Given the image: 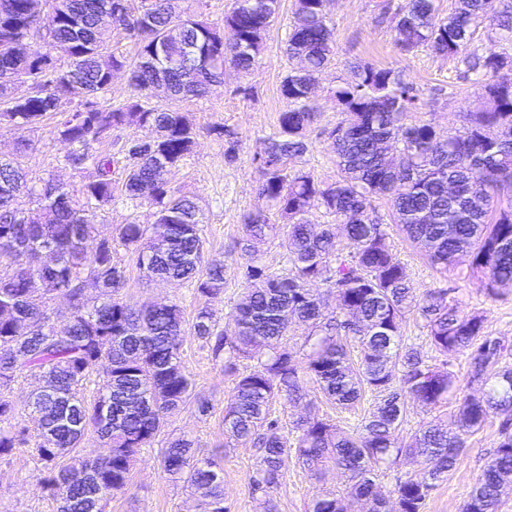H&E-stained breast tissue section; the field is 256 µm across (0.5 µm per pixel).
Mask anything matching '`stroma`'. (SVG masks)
I'll list each match as a JSON object with an SVG mask.
<instances>
[{
  "mask_svg": "<svg viewBox=\"0 0 512 512\" xmlns=\"http://www.w3.org/2000/svg\"><path fill=\"white\" fill-rule=\"evenodd\" d=\"M374 4L375 0H329L326 6L334 28L336 63L320 76L312 94L320 126L330 128L340 120L332 93L340 80L348 78L349 64L361 61L400 71L419 90L426 107L412 113V120L433 118L443 133L460 129L480 94L478 87L461 79L456 61L441 57L430 48L409 54L401 52L394 40L392 22L376 23ZM292 10L293 0H281L280 16L264 39L262 61L251 72L226 68L222 82L213 84L207 95L200 98L175 102L163 91L152 94L153 104L183 112L197 128L192 153L183 164L169 170L166 178L202 207L205 255L224 261V292L210 299L209 305L221 328L228 332L233 329L230 314L247 286L246 260L236 246L243 235V217L266 207L265 199L258 193L262 174L252 157L262 139L276 130L279 114L286 105L280 86L289 70L284 48ZM56 123V118L50 117L34 127L0 125V155L12 154L20 140L30 141V149L19 158L28 180L80 184L86 173L65 166L63 159L68 147L59 138ZM216 126L238 133L240 145L234 160L225 159L226 144L212 132ZM308 140L309 148L302 158L295 160V167L310 170L319 180L335 181L338 169L327 140L315 131L309 132ZM388 232L393 253L416 292L455 288L462 312L482 315L487 332L512 346V285L499 288L497 297H487L479 282L467 274L457 270L442 273L433 268L424 252L411 244L397 226H389ZM124 293L139 305L179 303L189 319L198 306L188 284L149 278L132 264L127 267ZM402 331L405 342L420 349L430 364L451 372L457 388L456 400L436 409L409 404L400 430L401 438L407 439L431 420L452 422L459 399L480 395L485 384L470 381L464 356L449 359L431 345L418 315H407ZM181 355L197 398L208 401L210 411L199 414L195 405L190 404L168 417L155 441V451L139 459L130 484L113 497L107 512H203L200 495L183 483L172 481L158 455L159 448L165 447L168 440L183 435L195 439L202 454L223 468L227 512H306L317 491L344 494L345 476L335 468H327L324 478L318 480L293 463L274 488L265 493L254 490L255 449L230 443L224 432V407L235 385V375L226 372L224 357L213 356L209 345L193 332L185 333ZM305 391L306 403L294 406L280 398L272 403L270 413L283 427H290L299 415L309 412L350 429L372 403L367 396L355 409L344 410L327 400L313 381H306ZM498 425V418H490L482 430L468 437L459 463L430 492L422 512H463L472 487L493 456ZM41 471V462L28 452L1 457L0 512H56L55 501L39 483Z\"/></svg>",
  "mask_w": 512,
  "mask_h": 512,
  "instance_id": "35a3bbf8",
  "label": "stroma"
}]
</instances>
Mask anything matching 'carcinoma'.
I'll use <instances>...</instances> for the list:
<instances>
[{
  "label": "carcinoma",
  "mask_w": 512,
  "mask_h": 512,
  "mask_svg": "<svg viewBox=\"0 0 512 512\" xmlns=\"http://www.w3.org/2000/svg\"><path fill=\"white\" fill-rule=\"evenodd\" d=\"M67 2L62 13L49 0L50 38L32 56L20 57L5 44V32L28 36L40 20L32 0H0V124L32 127L62 113L57 132L71 145L66 163L79 169L90 160L94 166L77 188L47 181L36 190L12 161L0 158V314H9L0 317V421L15 414L8 398L14 383L40 378L29 393L30 424L0 433V457L34 444L31 452L43 463L39 482L58 502V512H104L102 503L125 489L166 419L191 403L194 383L180 355L188 327L211 344L214 355L227 354V371H236L239 358L261 355L237 375L224 410L228 438L260 450L255 489L277 485L288 463V436L270 418V404L277 397L297 403L309 378L344 409L368 393L374 398L352 432L314 417L292 423L295 463L332 460L348 475L350 496L369 500L371 512H421L435 483L460 460L465 436L482 430L490 417L500 418L493 458L464 505V512H496L512 486V368L496 373L481 396L460 402L456 431L428 424L405 442L399 430L406 400L435 408L449 402L456 388L449 372L426 363L420 350L404 342L401 328L406 314L417 313L440 353L467 356L473 381L506 358L508 348L487 333L482 316L459 310L452 289L415 293L374 201H389L392 223L436 269L465 262L490 296L512 284V53L477 39L485 24L489 42L512 43V0H457L444 17L436 0H406L398 7L379 0L377 18L392 11L399 17L401 51L426 46L456 60L464 78L481 85L480 101L467 114L466 127L444 138L431 119L407 122L424 103L398 71L351 66L352 77L333 91L342 119L323 130L339 171L333 183L290 166L308 151V132L318 121L311 89L336 58L327 0H294L286 53L297 66L281 84L286 109L278 130L252 158L265 167L259 194L287 228L289 269L270 270L253 249L276 236L279 225L261 210L245 215L248 288L232 315L230 340L204 304L224 292V261L205 259L202 209L163 178L192 152L196 128L183 113L150 105L148 95L162 85L175 99L198 98L226 65L253 70L281 0H234L220 26L182 8V0H141L139 13L116 14L110 26L99 24L110 0ZM114 29L135 40V61L107 51ZM57 54L67 66L56 65ZM122 70L131 93L103 111L97 94L109 91L113 73ZM25 82L32 88L18 110L13 88ZM73 101L76 109L63 113ZM135 124L153 128L155 136L144 145L125 141L118 158L92 153L93 144L112 131ZM20 195L38 202L25 209L31 215L25 222L14 207ZM119 196L149 204L154 221L123 224L87 251L98 213ZM313 209L332 223H312ZM119 247L147 276L193 286L202 304L192 323L178 303L140 308L121 294ZM92 275L100 277L101 288L88 299L82 284ZM319 282L336 295L333 317H325L313 288ZM60 294L68 309L57 323L50 303ZM293 323L308 330L305 355L284 343ZM353 344L360 353L356 362ZM90 384L96 392L89 399L83 390ZM90 432L109 447L106 457L81 452ZM403 456L420 458L425 467L399 482L387 500L374 490L373 478ZM160 458L167 474L201 491L204 512H226L223 470L196 455L194 440L170 441ZM79 470L87 472L85 479L59 493L66 474ZM309 512L346 507L333 493H317Z\"/></svg>",
  "instance_id": "carcinoma-1"
}]
</instances>
